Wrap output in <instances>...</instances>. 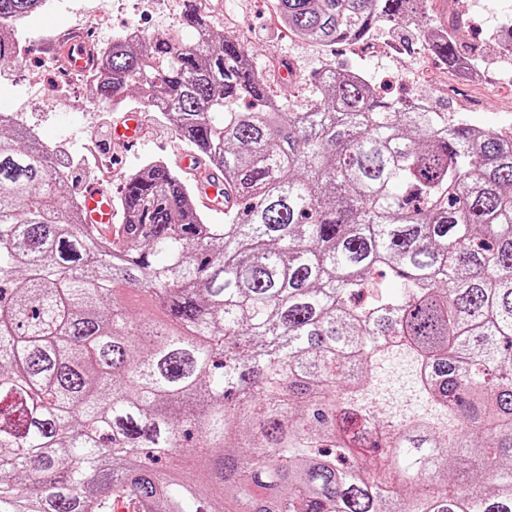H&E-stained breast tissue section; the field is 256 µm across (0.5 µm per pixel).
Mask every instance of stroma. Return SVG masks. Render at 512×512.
Returning a JSON list of instances; mask_svg holds the SVG:
<instances>
[{"label":"stroma","mask_w":512,"mask_h":512,"mask_svg":"<svg viewBox=\"0 0 512 512\" xmlns=\"http://www.w3.org/2000/svg\"><path fill=\"white\" fill-rule=\"evenodd\" d=\"M207 17L216 35L237 38L249 59L267 80L272 92L301 110L314 104L311 74L328 61L347 64L388 97L419 98L437 111L462 115L471 125L494 131L512 125V80L500 77L497 31L512 23V0H426L425 16L432 24H449L474 17L475 27L461 33L463 53L481 56V82L463 92H449L453 72L425 52L414 24L398 22L356 43L323 47L288 32L280 22L275 0H207ZM182 0H166L161 9L145 0H52L34 21L21 28V62L0 67V110L14 113L27 127L39 128L44 143L62 142L74 161L73 176L63 186L66 198L80 197L89 182L101 183L118 195L126 178L146 161L162 159L179 167L188 147L170 117L148 109L136 92H129L123 110H113L88 88L76 84L60 90L56 73L44 52L56 33L67 26L91 23L99 38L108 40L138 21L156 32L177 29L182 39L192 33L181 25ZM138 109L145 116L144 142L124 151L111 146L108 157L93 156L89 133L100 128L103 115L119 119L123 111Z\"/></svg>","instance_id":"35a3bbf8"}]
</instances>
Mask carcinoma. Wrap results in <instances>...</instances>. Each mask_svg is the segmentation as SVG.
I'll return each mask as SVG.
<instances>
[{
    "instance_id": "carcinoma-1",
    "label": "carcinoma",
    "mask_w": 512,
    "mask_h": 512,
    "mask_svg": "<svg viewBox=\"0 0 512 512\" xmlns=\"http://www.w3.org/2000/svg\"><path fill=\"white\" fill-rule=\"evenodd\" d=\"M426 0H276L330 47ZM46 0H0V21ZM193 38H112L93 88L173 118L232 201L152 161L123 237L0 114V512H512V135L391 102L330 62L293 110L197 0ZM16 61L0 28V60ZM140 293L144 320L125 292ZM414 487L403 499L399 484ZM200 194L202 195L201 201L207 208H210V206H211L213 208L223 210V205L220 204V198H218L217 187H214V186L208 187L205 192L200 191ZM201 201L199 199V196L196 197V195H195L196 206L206 216V219L209 224L224 223V215H217V214L210 212L204 206H202Z\"/></svg>"
}]
</instances>
